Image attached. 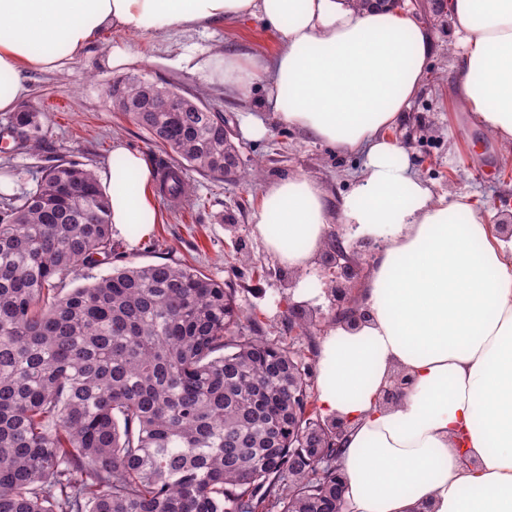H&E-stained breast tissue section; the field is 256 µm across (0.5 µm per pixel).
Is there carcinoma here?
<instances>
[{"label":"carcinoma","instance_id":"carcinoma-1","mask_svg":"<svg viewBox=\"0 0 512 512\" xmlns=\"http://www.w3.org/2000/svg\"><path fill=\"white\" fill-rule=\"evenodd\" d=\"M138 77L107 94L187 169L239 162L224 116L156 105ZM19 149L42 113H9ZM0 195V512H343V435L310 412L297 343L245 325L234 289L180 264L126 266L63 294L76 269L119 260L95 173L71 160Z\"/></svg>","mask_w":512,"mask_h":512}]
</instances>
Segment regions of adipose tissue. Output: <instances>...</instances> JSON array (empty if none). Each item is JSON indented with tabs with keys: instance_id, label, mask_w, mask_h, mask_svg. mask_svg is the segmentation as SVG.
Instances as JSON below:
<instances>
[{
	"instance_id": "obj_1",
	"label": "adipose tissue",
	"mask_w": 512,
	"mask_h": 512,
	"mask_svg": "<svg viewBox=\"0 0 512 512\" xmlns=\"http://www.w3.org/2000/svg\"><path fill=\"white\" fill-rule=\"evenodd\" d=\"M461 50L452 106L512 146V0H445ZM258 18L280 35L273 59L182 55L229 95L265 79L273 119L364 169L342 203L347 243L377 245L359 305L365 321L325 333L318 403L343 421L345 512H512V234L475 195L434 196L388 138L425 81L431 39L410 13L349 0H0V112L29 70L55 71L106 30L161 34ZM98 177L116 229L156 222L150 170L117 147ZM267 250L300 272L321 251L331 209L298 174L264 188L253 215ZM410 387L383 400L396 375Z\"/></svg>"
}]
</instances>
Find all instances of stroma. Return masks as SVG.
I'll return each mask as SVG.
<instances>
[{
  "mask_svg": "<svg viewBox=\"0 0 512 512\" xmlns=\"http://www.w3.org/2000/svg\"><path fill=\"white\" fill-rule=\"evenodd\" d=\"M431 31L433 44L425 69L428 77L410 110L390 132L407 154L411 169L438 196L467 192L489 209H512V153L501 151L491 136L474 128L466 115L448 107V86L457 77L454 27L447 13L434 12L433 0H398ZM128 45L133 64L109 68L113 44ZM279 42L264 22L250 18L206 32L173 30L155 36L135 32L103 33L91 46L58 71L31 70V91L24 104L44 115L45 139L39 151L0 150V192L13 195L30 188L29 172L52 160L71 159L92 171L113 160L116 145L141 154L148 163L177 156L155 145L149 134L119 112L107 95L113 80L141 75L184 95L201 96L213 111L223 113L232 141L240 150L245 178L227 181L189 173L193 199L169 204L156 199L153 232L138 236L128 226L118 239L130 266L184 264L232 288L244 316H257L265 336L288 338L287 314L302 306L315 323L312 338L300 345L309 365H316L319 340L334 328L330 285L319 265L306 273L284 268L269 253L253 224L261 191L268 183L305 174L325 188L333 210H340L364 167L360 153H342L301 131L276 123L262 106L263 91L232 96L203 84L178 64L188 50H234L275 54ZM264 121L260 138L242 132L245 118Z\"/></svg>",
  "mask_w": 512,
  "mask_h": 512,
  "instance_id": "1",
  "label": "stroma"
}]
</instances>
